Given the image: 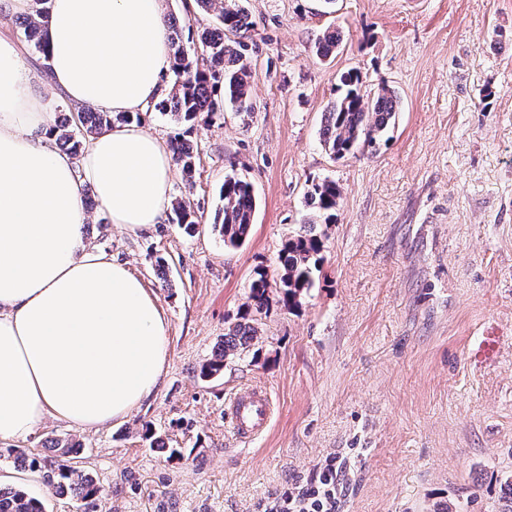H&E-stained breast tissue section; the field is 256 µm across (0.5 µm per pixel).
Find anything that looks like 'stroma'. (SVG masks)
Listing matches in <instances>:
<instances>
[{"mask_svg": "<svg viewBox=\"0 0 512 512\" xmlns=\"http://www.w3.org/2000/svg\"><path fill=\"white\" fill-rule=\"evenodd\" d=\"M252 116H200L182 130L151 110L162 142L185 132L190 198L202 226L162 218L132 234L102 207L91 246L138 277L167 321L168 358L150 397L98 429L44 420L0 440V482L46 512H263L268 500L341 463L336 512H504L512 473V0H246ZM343 42L313 43L328 26ZM358 69L368 91L398 92L402 110L377 149L332 159L320 142L336 77ZM254 187L251 233L225 247L211 228L229 174ZM343 190L325 229L321 271L298 308L271 303L258 356L204 378L243 312L256 268L281 274L279 252L307 212L312 182ZM168 264L159 278L158 258ZM254 388L272 408L243 440L229 400ZM161 443H154V436ZM81 443L102 489L85 503L53 495L44 467L16 468L9 448ZM342 41V31L337 27L330 26L316 39L314 50L317 55L326 58L336 52Z\"/></svg>", "mask_w": 512, "mask_h": 512, "instance_id": "stroma-1", "label": "stroma"}]
</instances>
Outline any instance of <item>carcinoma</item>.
Wrapping results in <instances>:
<instances>
[{
    "instance_id": "cac0c4a2",
    "label": "carcinoma",
    "mask_w": 512,
    "mask_h": 512,
    "mask_svg": "<svg viewBox=\"0 0 512 512\" xmlns=\"http://www.w3.org/2000/svg\"><path fill=\"white\" fill-rule=\"evenodd\" d=\"M242 0H224L218 12V26L197 33L198 42L187 45L183 38V27L177 22L168 25L172 47V72L175 82L169 94L154 104V109L178 124L192 125L202 113L214 115L229 105L238 114L251 115L254 106L251 99V66L241 52L244 47L231 37H242L250 31L248 14L241 6ZM50 15V0H32V14L21 22L24 39L30 43L34 53L46 58L45 35ZM342 31L328 27L316 39L314 50L326 58L340 47ZM400 109V98L389 87L383 86L372 95L362 92V79L356 70L340 74L336 88V99L324 112L321 130V145L335 160L355 154L360 147L375 148L382 135L395 121ZM126 113L113 115L109 112L83 108L52 123L56 132V143L73 156L80 155L87 137L95 135L114 122H128ZM174 161L182 167L186 177L195 171V155L192 145L177 136L170 141ZM224 206L214 219L224 245L236 248L249 236L257 208L254 187L248 180L228 176L221 188ZM342 198V189L333 180H321L311 184L306 195L309 214L298 231L288 236L282 245L279 261L282 273L279 283L271 284L263 268L254 271L249 292L244 303L245 311L224 329V342L218 347L213 360L201 374L213 377L224 368V362L248 352L259 354L258 315L267 311L270 288L280 289L278 303L287 309L299 305L300 296L311 288L315 275L320 271L324 234L316 233L319 224L336 223V210ZM173 223L185 234L193 236L199 232L200 221L194 202L186 197L173 200L171 204ZM57 460L51 465L49 477L51 490L55 494L69 495L87 501L100 495V488L84 471L73 466L71 457L77 454L75 446L58 439H47ZM0 512H45L42 500L25 489L0 485Z\"/></svg>"
}]
</instances>
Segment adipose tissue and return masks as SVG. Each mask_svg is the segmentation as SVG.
Wrapping results in <instances>:
<instances>
[{"label": "adipose tissue", "mask_w": 512, "mask_h": 512, "mask_svg": "<svg viewBox=\"0 0 512 512\" xmlns=\"http://www.w3.org/2000/svg\"><path fill=\"white\" fill-rule=\"evenodd\" d=\"M49 77L74 107L137 113L167 95L163 0H52ZM16 43L0 37V440L44 419L97 428L129 415L164 370L167 323L123 265L86 244L90 183L111 223H159L171 156L139 123L95 135L80 162L50 130Z\"/></svg>", "instance_id": "ef3b65f1"}]
</instances>
